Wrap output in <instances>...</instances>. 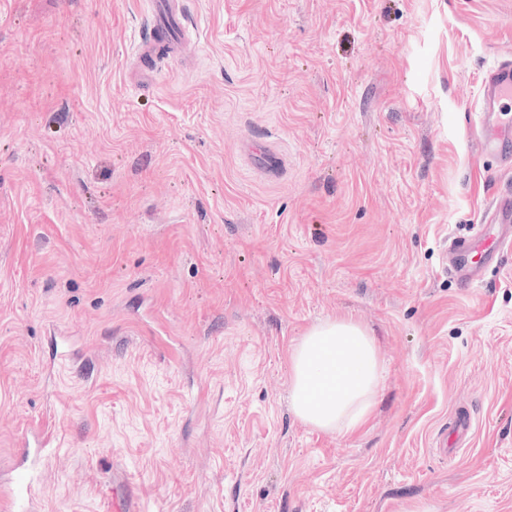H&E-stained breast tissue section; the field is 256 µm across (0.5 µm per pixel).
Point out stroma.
Here are the masks:
<instances>
[{
    "mask_svg": "<svg viewBox=\"0 0 512 512\" xmlns=\"http://www.w3.org/2000/svg\"><path fill=\"white\" fill-rule=\"evenodd\" d=\"M185 9L194 62L143 87L149 0H0V498L41 426L30 512H512V250L448 274L512 186L473 138L512 0ZM335 318L385 377L347 437L290 405Z\"/></svg>",
    "mask_w": 512,
    "mask_h": 512,
    "instance_id": "stroma-1",
    "label": "stroma"
}]
</instances>
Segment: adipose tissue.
I'll list each match as a JSON object with an SVG mask.
<instances>
[{
	"instance_id": "obj_1",
	"label": "adipose tissue",
	"mask_w": 512,
	"mask_h": 512,
	"mask_svg": "<svg viewBox=\"0 0 512 512\" xmlns=\"http://www.w3.org/2000/svg\"><path fill=\"white\" fill-rule=\"evenodd\" d=\"M294 414L313 428L342 436L368 423L382 389L374 338L346 319L313 325L288 353Z\"/></svg>"
}]
</instances>
